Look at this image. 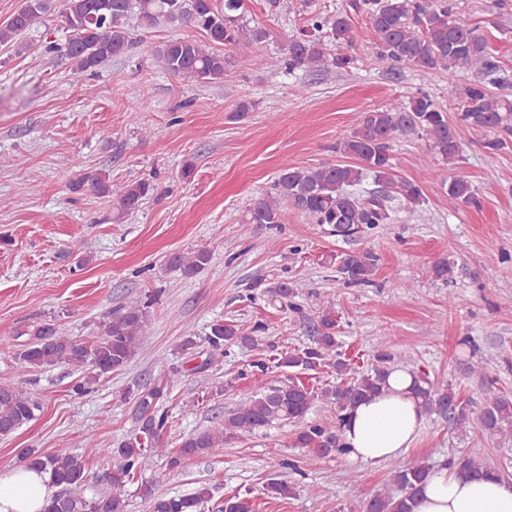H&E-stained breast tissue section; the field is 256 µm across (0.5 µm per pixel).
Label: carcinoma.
<instances>
[{
  "mask_svg": "<svg viewBox=\"0 0 512 512\" xmlns=\"http://www.w3.org/2000/svg\"><path fill=\"white\" fill-rule=\"evenodd\" d=\"M49 0H25V5L3 27L0 44L14 43L23 47L28 30L49 11ZM245 0H66L60 12V23L67 33L63 44L49 43L46 49L57 50L71 60L74 69L93 76L106 62L126 54L134 45L128 18L136 14L141 25L154 27L161 22H180L200 31L206 43L175 38L154 50L160 67L173 77L187 80H217L224 76V48L242 52L266 40L269 32L260 25L243 22ZM369 19L375 34L373 58L385 69L416 67L426 73L471 72L476 79L459 90L457 119H448L432 97L419 91L407 102L386 110L361 112L349 135L336 144V151L356 159L354 164L342 162L307 168L286 165L272 184L271 191L256 198L246 214L248 224H286L288 214L300 212L316 224H327L332 232L345 239L373 230H385L390 224V203L402 202L414 212L423 204L419 185L397 180L392 171L390 150L399 136L426 138L430 150L452 166L459 158L462 134L467 129L482 128L496 132L484 146L490 151L509 148L512 140V71L504 68L491 52L478 27L457 11L454 0H346V8L323 14L315 12L307 25L288 39L285 56L270 61L254 56L257 66H277L288 71L314 68L327 63L346 69L354 62L349 53L353 45L351 14ZM336 54H325L328 45ZM497 91H492V88ZM389 188L362 198L354 187L367 180ZM75 191L112 195L120 214L140 207L154 187L145 180L128 184H109L100 173H82L71 182ZM448 203L480 206L471 183L463 176L448 178ZM210 261L205 250L180 253L172 265L192 275ZM376 268V257L367 251H348L336 257V279L347 286L367 285ZM297 285L286 281L267 287L274 297L297 296ZM148 311L132 304L103 324V338L95 343H82L62 335L50 324L27 330L26 343L18 350V360L29 368L65 361L76 367L90 365L96 376L118 371L147 345ZM318 336L313 345L295 349L279 360V365L303 373L328 366L336 375L346 377L336 385L316 393L302 382L267 388L240 404L224 416V424L215 429L191 433L171 452L160 447L162 432L168 424L166 412L160 410L165 386L134 392L137 431L117 448L104 452L116 459L107 482L119 489L133 480L146 454L166 459L173 468L187 457L209 454L233 439L252 435L272 424L288 422L298 425L293 445L308 451L306 465L344 453L342 428L347 411L360 400L378 394L387 386L393 370L392 356L384 351L375 355L376 364L361 375L349 376L352 367L338 350L337 320L331 304L319 315ZM234 321L210 326L209 345L220 349L226 344H252L254 333ZM413 375L411 387L421 410L426 414L448 416L456 426L467 427L470 415L467 404L459 399L452 385L439 388L412 363L404 364ZM484 407L477 417L482 432L502 439L512 438V393L497 386L496 380L482 376ZM336 405L333 417L307 420L315 399ZM40 405L27 393L11 384H0V437L34 419ZM28 466L38 467L50 475L51 484L59 488L45 512H123L118 494L105 493L85 498L87 470L84 461L66 451L40 453L27 450L23 456ZM448 465L470 478L491 473L484 462L482 449L468 448L448 460ZM433 466L421 462H393L391 482L398 494L377 492L363 502V512H412L414 498L421 490ZM142 497L150 502L152 512H202L210 500L205 486L193 493L164 499L153 497L149 485L141 487ZM224 512H253L252 500L234 495L224 502Z\"/></svg>",
  "mask_w": 512,
  "mask_h": 512,
  "instance_id": "cac0c4a2",
  "label": "carcinoma"
}]
</instances>
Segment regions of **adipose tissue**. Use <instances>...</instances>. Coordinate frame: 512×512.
<instances>
[{"label":"adipose tissue","instance_id":"ef3b65f1","mask_svg":"<svg viewBox=\"0 0 512 512\" xmlns=\"http://www.w3.org/2000/svg\"><path fill=\"white\" fill-rule=\"evenodd\" d=\"M412 381L407 370L395 369L388 390L349 410L343 431L348 458L381 462L405 456L425 421L409 391ZM51 495L44 471L23 465L0 474V512H44ZM413 512H512V481L494 473L475 481L456 467H437Z\"/></svg>","mask_w":512,"mask_h":512}]
</instances>
